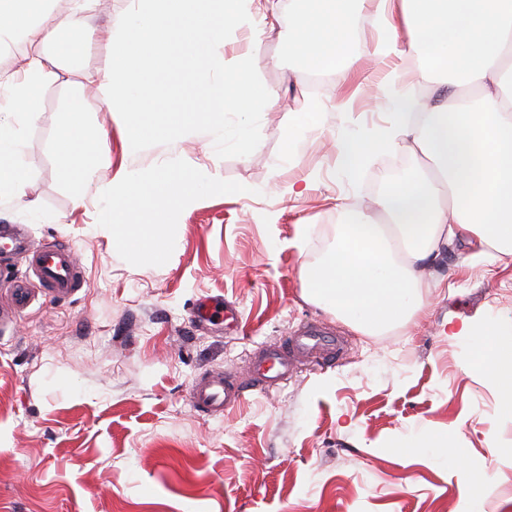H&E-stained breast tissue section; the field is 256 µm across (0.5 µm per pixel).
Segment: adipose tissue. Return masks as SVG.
<instances>
[{
  "mask_svg": "<svg viewBox=\"0 0 512 512\" xmlns=\"http://www.w3.org/2000/svg\"><path fill=\"white\" fill-rule=\"evenodd\" d=\"M111 31L103 68L81 70L80 84L123 127L130 146L173 140L204 124L234 140L240 155L256 148L227 114L267 112L276 94L259 79L249 56H224L229 34L247 30L258 44L275 24L258 0H131ZM351 0H307L288 42L305 71L335 66L348 52L356 18ZM51 0H0V35L25 48L0 62V201L25 195L28 170L25 128L40 115V91L59 68L57 30L42 17ZM379 58H413L423 80L450 73L478 86L481 96L441 92L415 97L387 72L374 88L391 111L387 124L357 126L336 143L345 170L396 148L417 165L369 206L341 203L343 220L324 257L306 268L304 291L312 302L367 331L419 316V288L449 244L462 242L485 253L512 254V0H373ZM223 82H213L214 73ZM75 98L58 123L55 154L60 177L95 185L101 201L98 225L112 242L152 258L174 240L182 210L216 181L208 168L180 160L144 171L124 167L106 183L95 175L104 153L103 133L80 116ZM458 335L474 337L472 370L488 375L512 412V336L494 327L462 324Z\"/></svg>",
  "mask_w": 512,
  "mask_h": 512,
  "instance_id": "adipose-tissue-1",
  "label": "adipose tissue"
}]
</instances>
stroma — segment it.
Instances as JSON below:
<instances>
[{"mask_svg": "<svg viewBox=\"0 0 512 512\" xmlns=\"http://www.w3.org/2000/svg\"><path fill=\"white\" fill-rule=\"evenodd\" d=\"M272 3L273 37L253 46L233 33L225 47L250 53L277 94L271 111L235 119L257 140L248 157L203 125L127 152L111 112L91 103L86 121L107 131L111 158L97 183L120 166L150 169L176 156L207 166L220 185L183 212L173 247L156 260L114 247L96 223L94 186L75 206L53 150L77 71L103 66L106 32L129 0H94L85 14L94 40L61 26L68 72L42 89L41 117L27 130L26 194L0 210L30 251L71 246L83 286L61 301L34 291L15 310L12 279L32 270L27 254L0 251V512H469L475 495L484 512H512V416L495 384L470 370L469 340L449 334L465 321L512 329V256L449 247L421 291L424 317L381 336L303 293L305 269L339 222L338 199L373 200L414 164L399 149L353 176L338 166L347 124L382 120V100L358 85L394 70L419 97L435 86L414 62L368 53L377 21L369 0H352L354 62L328 70L325 89H309L284 47L294 4ZM308 103L319 108L315 130H289V115ZM291 182L302 196L286 194ZM206 299L224 301L228 316L194 322ZM313 320L344 338L334 362L304 367L218 417L192 408L196 376L246 377L260 344ZM440 436L458 465L430 448Z\"/></svg>", "mask_w": 512, "mask_h": 512, "instance_id": "1", "label": "stroma"}]
</instances>
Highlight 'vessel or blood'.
Returning a JSON list of instances; mask_svg holds the SVG:
<instances>
[{
  "instance_id": "1",
  "label": "vessel or blood",
  "mask_w": 512,
  "mask_h": 512,
  "mask_svg": "<svg viewBox=\"0 0 512 512\" xmlns=\"http://www.w3.org/2000/svg\"><path fill=\"white\" fill-rule=\"evenodd\" d=\"M30 267L52 298L65 299L77 292L80 268L70 246L54 245L34 253ZM335 357L334 337L326 335L317 325L308 324L278 343L256 351L250 381L220 372L198 376L190 385V402L196 411L220 416L243 403L248 392L278 387L300 366L326 363Z\"/></svg>"
}]
</instances>
